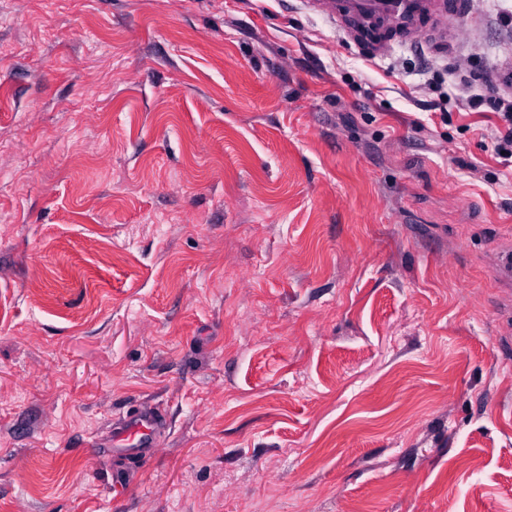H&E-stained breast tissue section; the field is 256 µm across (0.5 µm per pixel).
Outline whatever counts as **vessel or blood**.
I'll return each instance as SVG.
<instances>
[{
    "label": "vessel or blood",
    "mask_w": 512,
    "mask_h": 512,
    "mask_svg": "<svg viewBox=\"0 0 512 512\" xmlns=\"http://www.w3.org/2000/svg\"><path fill=\"white\" fill-rule=\"evenodd\" d=\"M315 10L327 16L345 40L365 56L374 58L383 50V25L400 21L404 40L425 43L435 51L447 50L458 37L443 22L468 14L471 0H308ZM160 416L145 408L115 427L112 444L116 453L143 459L155 445Z\"/></svg>",
    "instance_id": "vessel-or-blood-1"
}]
</instances>
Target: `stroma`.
Listing matches in <instances>:
<instances>
[{
  "instance_id": "obj_1",
  "label": "stroma",
  "mask_w": 512,
  "mask_h": 512,
  "mask_svg": "<svg viewBox=\"0 0 512 512\" xmlns=\"http://www.w3.org/2000/svg\"><path fill=\"white\" fill-rule=\"evenodd\" d=\"M448 26L0 0V512H512V0ZM496 107L503 111L499 114H502L504 120L509 123V127L504 133L495 134L491 138V143L498 155L512 158V100H499ZM160 427V416L144 408L126 418L113 429L112 451L135 459L150 455Z\"/></svg>"
}]
</instances>
